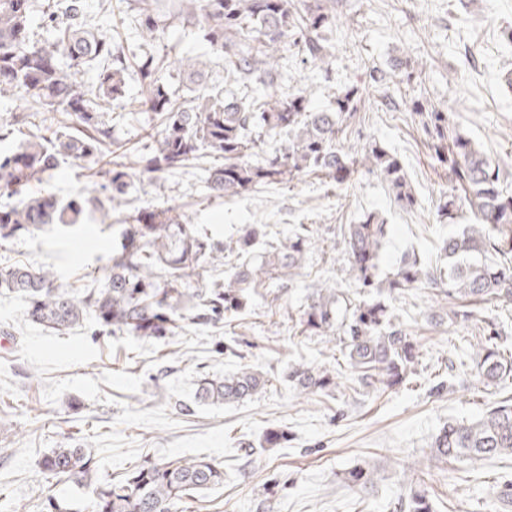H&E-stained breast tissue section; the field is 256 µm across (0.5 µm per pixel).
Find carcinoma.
<instances>
[{"label": "carcinoma", "instance_id": "carcinoma-1", "mask_svg": "<svg viewBox=\"0 0 512 512\" xmlns=\"http://www.w3.org/2000/svg\"><path fill=\"white\" fill-rule=\"evenodd\" d=\"M330 0H126L138 22L136 61L141 83L140 108L164 116L142 160L146 173L173 172L205 149L223 159L208 177L210 196L224 198L259 184L285 183L303 173H317L337 185L349 183L362 168L386 183L402 207L414 204L403 168L382 145L371 142L353 150L341 145L343 133L364 104L354 85L333 92L326 108L315 110L304 91H269L283 79L280 61L288 48L302 60L329 65L334 16ZM44 20L52 32L41 43L31 33V0H0V97L14 96L47 112H64L76 132L46 127L12 154L0 155V192L18 197L0 206V240L54 224L63 229L83 224L86 206L103 215L121 206L131 187L129 167L112 161L100 172L102 194L66 202L50 193L32 194L31 183L58 166L59 158L93 159L109 142L103 109L125 96L128 58L116 39L86 20V0H44ZM196 29L209 51L224 58L227 71L244 88L265 92L238 96L205 87L206 63L181 56L175 63L190 98H171L165 74L172 61L155 44L171 28ZM95 72V89L84 80ZM431 136L437 161L448 168L452 190L439 203L438 215L455 222L464 207L477 222L462 224L443 244L448 268L432 269L406 257L391 277L377 279L386 224L375 212L344 229L347 272L361 288H373L377 299L351 305L336 285H313L297 332L305 336H339L351 370L366 388L392 389L415 374L419 350L394 322L390 306L380 299L427 281L448 286V297L481 301L512 299V194L499 188L500 170L472 140L450 127L447 112L421 100L413 102ZM285 133L283 148L261 163L249 157L267 137ZM112 264L98 288H68L56 283L45 267L14 264L0 269V288L22 295L29 319L57 333L79 325L89 314L98 325L136 338L174 336L187 323L207 325L245 309L248 289L270 280H289L301 268L312 237L293 231L278 246L262 247L264 233L249 224L222 246L199 237L174 207L149 205L125 217ZM239 257L233 273L209 288H194L200 271L224 265V253ZM493 323L483 327L477 343L475 377L484 387L512 380V351L501 347ZM288 379L302 394L336 388V376L304 366ZM270 378L249 368L222 378L198 380L200 403L243 401L263 392ZM434 457L444 462L512 457V396L495 401L474 420H448L433 441ZM43 474L70 482L85 495L86 512H179L184 499L224 483V468L205 457L145 460L117 480L97 474L94 457L84 448H53L39 461ZM407 512H432L427 495L415 490Z\"/></svg>", "mask_w": 512, "mask_h": 512}]
</instances>
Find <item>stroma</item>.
Returning a JSON list of instances; mask_svg holds the SVG:
<instances>
[{"label":"stroma","mask_w":512,"mask_h":512,"mask_svg":"<svg viewBox=\"0 0 512 512\" xmlns=\"http://www.w3.org/2000/svg\"><path fill=\"white\" fill-rule=\"evenodd\" d=\"M87 22L136 47L133 16L108 0H88ZM331 81L316 65H288L290 87L306 89L312 107H325L333 88L357 85L365 100L346 145L374 140L400 160L416 204L397 205L378 177L359 173L338 188L303 174L292 182L260 185L239 197L209 199L211 154L169 174H141L146 113L137 109L136 68L126 74V95L104 119L112 144L132 164L127 204L102 219L90 212L77 229L48 226L0 240V267L16 263L51 268L64 286L97 287L110 266L112 227L134 209L178 206L189 223L214 241L237 238L261 224L267 243L298 226L323 237L293 279L256 289L248 306L217 325H190L173 337L140 340L99 332L94 317L66 333H51L25 315L16 294H0V512H36L47 484L40 458L73 443L96 458L104 475L121 476L146 459L205 457L224 468V483L195 494L186 512H400L410 495L405 470L419 466L433 512H512L499 498L512 481V459L440 463L431 443L448 418L473 420L496 399L493 388L467 374L473 341L483 321L512 329V303L474 305L471 317L449 321L448 296L427 284L398 294L397 320L417 343L415 375L400 387H362L339 341L302 336L295 322L317 281L336 283L350 299L367 296L349 278L343 230L367 211L387 224L380 276L404 255L441 264L449 226L437 205L451 189L435 159L412 97L448 111L457 130L499 164L512 182V0H337ZM409 60L411 82L390 72L394 57ZM45 114L18 99H0V152L15 150L45 125ZM96 161L61 159L34 190L69 200L92 187ZM302 363L340 377L332 392L298 394L288 369ZM273 380L261 394L234 404L195 402L202 376L243 367ZM286 438L265 447L267 430ZM364 466L370 480L351 486L343 474Z\"/></svg>","instance_id":"35a3bbf8"}]
</instances>
